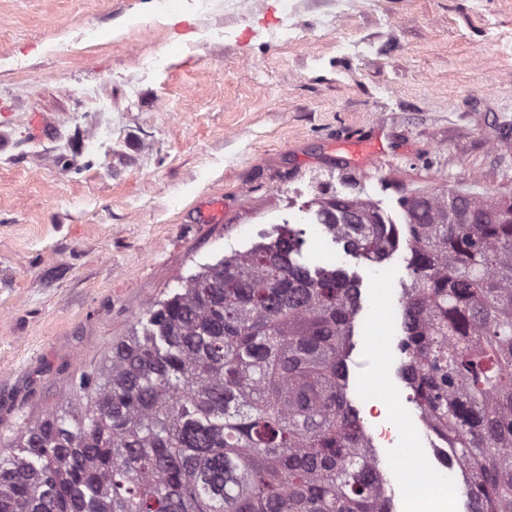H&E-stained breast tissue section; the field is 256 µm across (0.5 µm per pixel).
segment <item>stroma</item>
Masks as SVG:
<instances>
[{
	"label": "stroma",
	"instance_id": "stroma-1",
	"mask_svg": "<svg viewBox=\"0 0 512 512\" xmlns=\"http://www.w3.org/2000/svg\"><path fill=\"white\" fill-rule=\"evenodd\" d=\"M384 219L512 197V0H0V430L59 401L201 266L303 230L359 286L347 395L403 373L406 247L332 240L312 179Z\"/></svg>",
	"mask_w": 512,
	"mask_h": 512
}]
</instances>
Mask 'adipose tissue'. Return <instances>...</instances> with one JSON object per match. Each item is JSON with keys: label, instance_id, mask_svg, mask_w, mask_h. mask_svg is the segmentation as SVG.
I'll return each instance as SVG.
<instances>
[{"label": "adipose tissue", "instance_id": "ef3b65f1", "mask_svg": "<svg viewBox=\"0 0 512 512\" xmlns=\"http://www.w3.org/2000/svg\"><path fill=\"white\" fill-rule=\"evenodd\" d=\"M393 452L398 464L407 469L412 486L405 512H454L453 485L441 486L420 480V463L425 451L416 446L411 430L405 429L397 434Z\"/></svg>", "mask_w": 512, "mask_h": 512}]
</instances>
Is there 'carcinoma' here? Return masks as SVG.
Instances as JSON below:
<instances>
[{
    "instance_id": "cac0c4a2",
    "label": "carcinoma",
    "mask_w": 512,
    "mask_h": 512,
    "mask_svg": "<svg viewBox=\"0 0 512 512\" xmlns=\"http://www.w3.org/2000/svg\"><path fill=\"white\" fill-rule=\"evenodd\" d=\"M361 216L334 223L323 205ZM317 221L380 262L399 229L315 187ZM404 374L466 475L471 512H512V199L403 200ZM300 232L224 257L146 310L65 401L0 433V512H389L346 391L358 290L298 263Z\"/></svg>"
}]
</instances>
